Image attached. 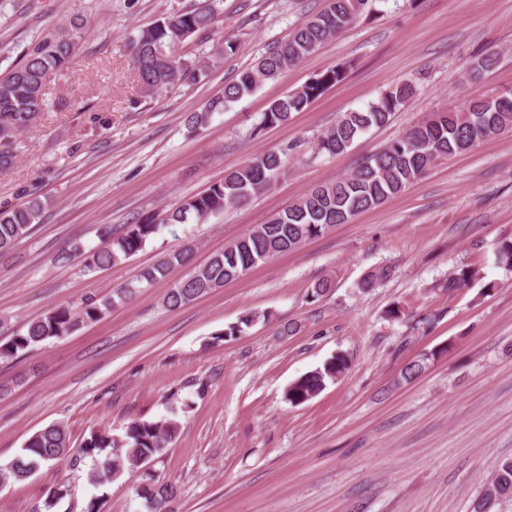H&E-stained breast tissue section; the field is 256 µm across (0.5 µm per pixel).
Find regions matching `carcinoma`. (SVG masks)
<instances>
[{
    "mask_svg": "<svg viewBox=\"0 0 512 512\" xmlns=\"http://www.w3.org/2000/svg\"><path fill=\"white\" fill-rule=\"evenodd\" d=\"M370 0H330L329 6L288 35L283 43L271 48L254 66L224 85V94L209 101L202 111L188 117L194 132L214 112L252 93L268 80H274L288 67L304 60L323 43L340 35L363 11ZM216 14L209 5H201L159 20L139 29L128 38L127 49L144 93L152 97L179 82L193 79L198 72L224 57L232 45L218 46L211 58L190 61L176 51L193 35L209 32ZM82 25L71 21L69 27L41 38L22 59L0 78V170L11 169L17 154V137L30 128L47 108L45 89L51 76L64 72L81 39ZM346 66L338 64L316 74L301 88L272 100L262 114L259 128L288 122L291 114L303 111L311 101L343 80ZM417 83L404 81L385 93L364 110L343 113L336 124L317 140L319 154L340 155L355 139L370 128L388 123L391 115L417 93ZM512 132V92L494 98L475 97L462 109L448 108L419 120L398 139L372 154L346 177L327 181L313 188L301 201L273 215L263 224L224 247L202 266L191 268L183 279L168 288L163 303L176 310L239 279L267 260L298 250L306 242L350 223L357 215L375 209L389 198L404 192L438 162L471 150L479 142ZM284 152L266 151L254 155L247 164L228 171L224 180L205 193L181 202L157 214L147 222L128 227L125 235L109 245L85 251L79 246L58 256V260L83 263V270L94 272L126 261L136 255L147 239L167 224H186L190 219L205 222L228 206L241 205L265 190L286 166ZM42 217V204L33 198L24 206L0 208V253L11 250L27 237ZM193 251L184 247L173 251L155 266L140 271L128 284L101 299L89 298L82 311L68 306L52 309L43 318L30 321L22 333H16L0 345V359L20 358L45 341L66 336L78 329L80 322L100 318L118 301L132 298L138 288H148L164 278L173 265L191 264ZM477 272L461 266L448 275L441 287L454 293L469 287ZM260 318L247 313L221 332L223 337L238 336ZM349 368V358L336 353L322 366L309 371L288 385L286 400L303 404L335 382ZM426 369V361L407 363L400 380L409 383ZM180 433L175 418L155 421L134 420L113 434L106 429L90 433L77 452L78 460H91L90 484L110 483L125 472L151 462L169 447ZM70 438L59 423L50 424L32 435L22 452L8 465L0 466V484L23 483L42 464L67 455ZM174 483L149 477L135 488L143 502L154 503L153 512H169L177 497ZM68 494L64 485L48 489L44 512H53ZM512 496V458L502 461L485 483L481 495L471 505V512H489L492 504Z\"/></svg>",
    "mask_w": 512,
    "mask_h": 512,
    "instance_id": "cac0c4a2",
    "label": "carcinoma"
}]
</instances>
